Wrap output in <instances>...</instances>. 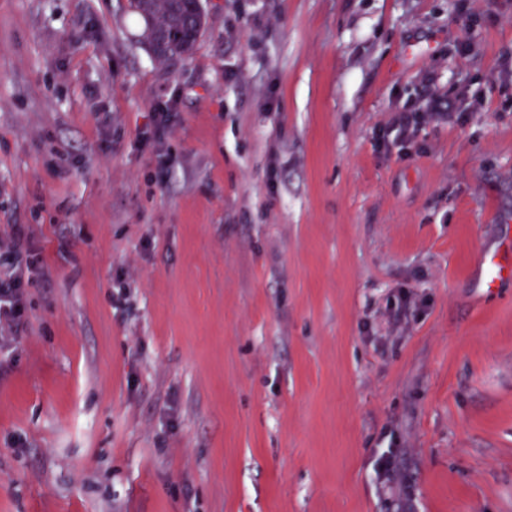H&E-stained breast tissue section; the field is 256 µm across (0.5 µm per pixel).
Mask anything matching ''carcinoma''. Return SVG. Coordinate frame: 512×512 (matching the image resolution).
Wrapping results in <instances>:
<instances>
[{"instance_id":"carcinoma-1","label":"carcinoma","mask_w":512,"mask_h":512,"mask_svg":"<svg viewBox=\"0 0 512 512\" xmlns=\"http://www.w3.org/2000/svg\"><path fill=\"white\" fill-rule=\"evenodd\" d=\"M129 8L144 22L141 42L154 60L193 53L206 20L201 0H129Z\"/></svg>"}]
</instances>
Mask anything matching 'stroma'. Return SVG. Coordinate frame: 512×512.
I'll return each mask as SVG.
<instances>
[{"mask_svg":"<svg viewBox=\"0 0 512 512\" xmlns=\"http://www.w3.org/2000/svg\"><path fill=\"white\" fill-rule=\"evenodd\" d=\"M202 6L0 0V512H512V0ZM129 8L143 20L141 42L158 62L191 55L206 22L200 0H129ZM421 114V112L405 111L399 112L394 120V125L402 136L411 138L414 136L418 126L431 118V113ZM28 225L15 224L7 239L0 238V258L6 256L8 266L0 264V354L8 353L27 324L26 275L29 264L24 259L30 253ZM484 274L480 285L487 293H492L503 281L512 279V251L486 255L483 258Z\"/></svg>","mask_w":512,"mask_h":512,"instance_id":"obj_1","label":"stroma"}]
</instances>
